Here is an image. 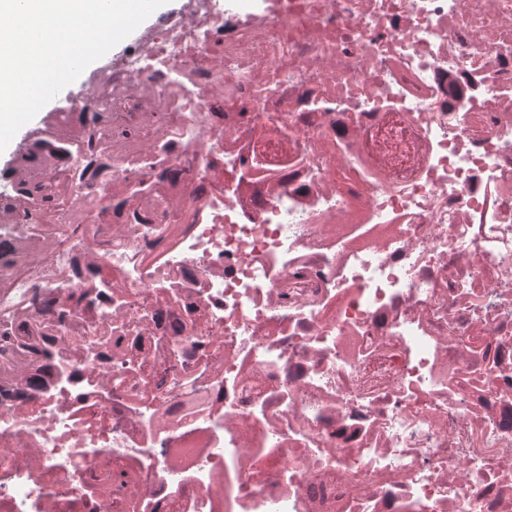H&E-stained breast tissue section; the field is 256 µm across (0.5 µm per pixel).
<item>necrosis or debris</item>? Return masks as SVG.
<instances>
[{
    "instance_id": "obj_1",
    "label": "necrosis or debris",
    "mask_w": 512,
    "mask_h": 512,
    "mask_svg": "<svg viewBox=\"0 0 512 512\" xmlns=\"http://www.w3.org/2000/svg\"><path fill=\"white\" fill-rule=\"evenodd\" d=\"M29 139L0 512H512V0H183Z\"/></svg>"
}]
</instances>
